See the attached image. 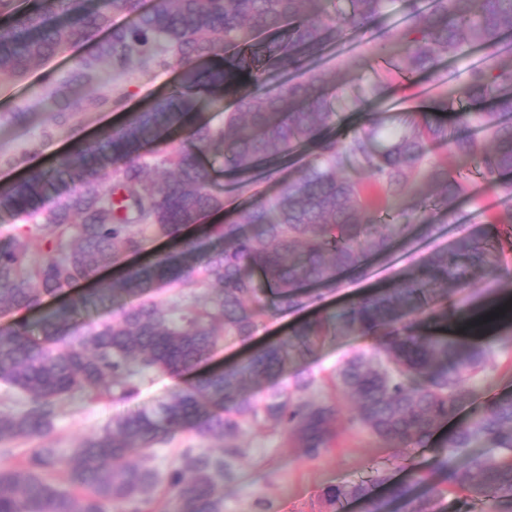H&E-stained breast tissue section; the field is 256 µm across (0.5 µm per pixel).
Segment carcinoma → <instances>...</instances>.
<instances>
[{"label": "carcinoma", "instance_id": "cac0c4a2", "mask_svg": "<svg viewBox=\"0 0 512 512\" xmlns=\"http://www.w3.org/2000/svg\"><path fill=\"white\" fill-rule=\"evenodd\" d=\"M391 0H37L20 9L0 0V76L28 71L79 43L89 56L43 99L57 124L84 111H110L112 73L133 63L177 74L165 96L132 114L93 143L52 167H32L21 181L0 187V213L28 222L0 247V312L39 311L48 297L93 278L140 251L146 235L177 240L182 232L224 211L213 161L242 185L288 166L302 149L310 158L283 180L272 197L259 196L237 219L206 235L218 241L204 253L186 243L177 257L113 278V300L137 295L110 322L74 331L79 318L103 297L88 292L64 307L0 331V385L20 392V410L0 411V443L49 435L64 397L79 392L96 402L110 393L131 399L145 375H193L167 399L110 420L82 438L67 458L58 449L29 448L0 466V512H151L159 485H167L175 512H221L218 483L231 461L244 455L242 427L270 426L312 459L336 446V406L305 394L316 377L279 381L288 363L339 333L376 337L334 373V387L355 406L352 424L391 448L424 446L473 398L471 383L494 368L492 352L446 336L407 332V321L427 315L448 321V291L503 265L504 249L475 237L424 257L393 284L339 307L329 317L301 322L288 339L256 350L241 368L196 375V367L232 337L246 341L267 313L265 295L283 309L320 295L307 285L335 287L339 275L367 274L366 261L390 252L425 223L432 207L452 208L464 192L460 172L430 160L437 146L493 185L512 172V66L505 37L512 33V0H406L404 20L379 27ZM130 18L123 27L112 18ZM363 33L387 54L386 68L363 87L308 63L330 45ZM478 47L487 56L452 92L459 102L489 99L492 111L457 112L452 123L427 112L405 120L388 138L383 123L366 114L362 126L335 135L338 109L364 108L384 96L388 76H418L437 69L441 55L455 58ZM307 76L265 85L268 71ZM254 87L240 90L245 78ZM236 96L234 108L214 125L200 118L205 106ZM470 126L480 133L467 131ZM365 172L370 187L356 179ZM407 201L420 224H387ZM192 281L190 299L152 298L155 288ZM256 381L269 383L261 400L245 395ZM186 431L195 443L179 449L173 466L154 465L159 450ZM482 446L492 454H475ZM468 464L460 469L456 461ZM421 495L413 483L392 488L406 512H441L444 491L459 492L457 512H512V390L487 401L476 417L448 432ZM388 477L328 488L324 502L339 512L348 499L365 512H387L373 493Z\"/></svg>", "mask_w": 512, "mask_h": 512}]
</instances>
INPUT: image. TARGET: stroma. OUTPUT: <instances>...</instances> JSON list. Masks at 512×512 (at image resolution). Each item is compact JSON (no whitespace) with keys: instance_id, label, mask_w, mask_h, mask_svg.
Here are the masks:
<instances>
[{"instance_id":"stroma-1","label":"stroma","mask_w":512,"mask_h":512,"mask_svg":"<svg viewBox=\"0 0 512 512\" xmlns=\"http://www.w3.org/2000/svg\"><path fill=\"white\" fill-rule=\"evenodd\" d=\"M88 51V46L78 45L51 62L34 67L24 79H0V113L14 111L20 106L29 107L32 111L25 123L0 127V159L21 154L38 143L42 146L40 162L51 163L66 151L68 145L91 143L104 128L117 125L123 118L140 111L171 89L175 81L172 73L140 67L113 75L112 96L119 99L118 108L109 112H80L67 126L54 128L50 113L41 107L40 94L48 79L63 81L75 62ZM355 51L368 56L369 64L361 68L348 67L347 61ZM355 51L347 47L328 48L314 65L336 73L343 80L366 84L384 62L368 46H359ZM474 63L473 55L468 54L448 63L440 62L437 71L427 76H391L387 96L405 100V108L382 109L373 102L367 112L380 113L385 128H396L407 114L426 107V100L418 96L420 86H431L434 95H442L451 85L463 80ZM433 161L452 170L459 168L456 159L444 150L438 151ZM462 171L466 178V192L453 210L433 211L435 230L432 235L413 233L399 242L387 256L372 259L366 277L347 276L340 287L326 290L322 302L300 310L270 307L251 340L225 341L204 363V370L242 363L256 348L286 338L302 321L335 312L342 303L385 288L396 274L413 268L428 253L448 248L459 238L478 233L486 240H497L502 234V227L495 224L494 219L512 210V173L502 175L497 184L487 185L479 179L474 168L467 167ZM222 184L224 210L221 215L209 218L210 223L216 225L234 219L256 194L270 196L277 189L275 181L268 178L257 179L252 185L243 187L226 176ZM492 297L512 298V257L495 276L477 274L465 291L449 297L448 307L462 315L480 308ZM465 340L489 348L498 367L475 381L474 397L459 414L463 421L474 417L491 397L512 390V321L466 335ZM373 342L370 336L342 335L325 341L312 355L289 365L284 381H291L298 372L314 375L320 384L311 392V400L336 403L342 430L339 445L308 459L302 457L293 442L279 431L244 428L240 443L245 453L233 461L231 476L217 490L222 499L221 512H325L322 494L328 487L366 481L382 471L389 482L375 486L374 493L384 497L388 494L389 484L409 482L416 472L431 473L433 461L441 453L448 435L447 430H440L426 446L396 452L374 436L353 427L350 423L354 414L351 403L334 397L330 377L336 366L352 351L369 348ZM183 384L180 378L147 380L141 385L139 396L133 400L106 398L91 403L81 394H72L62 402L45 443L68 451L82 437L98 432L113 417L130 413Z\"/></svg>"}]
</instances>
